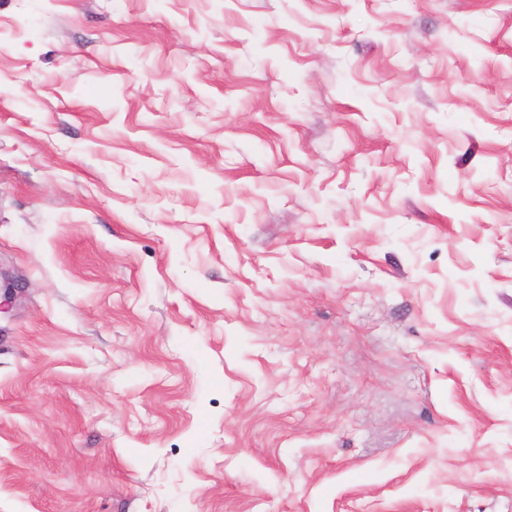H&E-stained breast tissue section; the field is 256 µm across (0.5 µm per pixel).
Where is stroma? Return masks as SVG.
<instances>
[{
	"mask_svg": "<svg viewBox=\"0 0 512 512\" xmlns=\"http://www.w3.org/2000/svg\"><path fill=\"white\" fill-rule=\"evenodd\" d=\"M0 512H512V0H0Z\"/></svg>",
	"mask_w": 512,
	"mask_h": 512,
	"instance_id": "1",
	"label": "stroma"
}]
</instances>
